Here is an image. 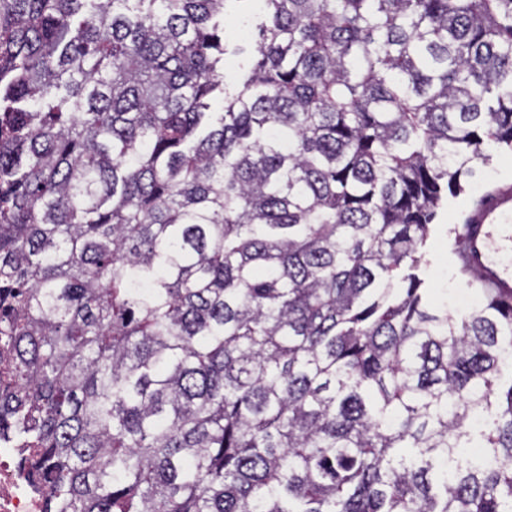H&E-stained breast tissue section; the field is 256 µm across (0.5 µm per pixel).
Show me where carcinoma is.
Listing matches in <instances>:
<instances>
[{
	"mask_svg": "<svg viewBox=\"0 0 512 512\" xmlns=\"http://www.w3.org/2000/svg\"><path fill=\"white\" fill-rule=\"evenodd\" d=\"M229 2L0 0V436L45 512H512V298L421 277L512 0H262L231 87Z\"/></svg>",
	"mask_w": 512,
	"mask_h": 512,
	"instance_id": "carcinoma-1",
	"label": "carcinoma"
}]
</instances>
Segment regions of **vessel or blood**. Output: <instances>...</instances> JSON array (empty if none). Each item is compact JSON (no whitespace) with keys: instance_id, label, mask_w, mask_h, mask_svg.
<instances>
[{"instance_id":"obj_1","label":"vessel or blood","mask_w":512,"mask_h":512,"mask_svg":"<svg viewBox=\"0 0 512 512\" xmlns=\"http://www.w3.org/2000/svg\"><path fill=\"white\" fill-rule=\"evenodd\" d=\"M455 257L479 287L512 297V181L496 185L467 210Z\"/></svg>"}]
</instances>
